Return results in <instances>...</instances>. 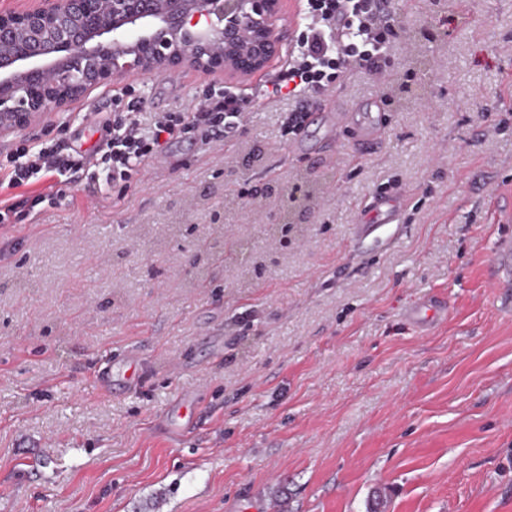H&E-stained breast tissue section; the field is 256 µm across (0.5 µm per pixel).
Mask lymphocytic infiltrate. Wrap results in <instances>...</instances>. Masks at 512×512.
<instances>
[{
  "mask_svg": "<svg viewBox=\"0 0 512 512\" xmlns=\"http://www.w3.org/2000/svg\"><path fill=\"white\" fill-rule=\"evenodd\" d=\"M308 23L288 54V63L259 92L265 99L326 92L340 74L352 68L374 69L388 55L394 36L390 0H304ZM142 103L130 99L125 112L104 127L94 152L65 153L39 142H24L0 166V179L13 194L0 199V225L21 220L20 205L56 204L64 185L82 174L89 186L103 191L131 183L134 175L166 145L205 125L230 131L244 125L247 115L238 92L221 89L187 112H169L153 126L141 120ZM55 178L57 186L42 191L40 183Z\"/></svg>",
  "mask_w": 512,
  "mask_h": 512,
  "instance_id": "f902f5d3",
  "label": "lymphocytic infiltrate"
}]
</instances>
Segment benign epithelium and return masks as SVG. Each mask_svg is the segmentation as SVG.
Wrapping results in <instances>:
<instances>
[{
  "instance_id": "1",
  "label": "benign epithelium",
  "mask_w": 512,
  "mask_h": 512,
  "mask_svg": "<svg viewBox=\"0 0 512 512\" xmlns=\"http://www.w3.org/2000/svg\"><path fill=\"white\" fill-rule=\"evenodd\" d=\"M281 0H33L0 12V133L64 110L91 83L186 66L244 81L281 53Z\"/></svg>"
}]
</instances>
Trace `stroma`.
Wrapping results in <instances>:
<instances>
[{
  "label": "stroma",
  "mask_w": 512,
  "mask_h": 512,
  "mask_svg": "<svg viewBox=\"0 0 512 512\" xmlns=\"http://www.w3.org/2000/svg\"><path fill=\"white\" fill-rule=\"evenodd\" d=\"M393 9L389 88L358 70L332 91L387 111L371 150L350 126L294 148L296 100L252 93L276 57L238 85L240 130L195 129L97 197L72 178L0 234V512H512V0ZM224 85L109 82L0 136V163L23 140L92 150L123 90L149 125ZM385 189L402 221L361 237ZM131 350L137 380L99 392Z\"/></svg>",
  "instance_id": "stroma-1"
}]
</instances>
